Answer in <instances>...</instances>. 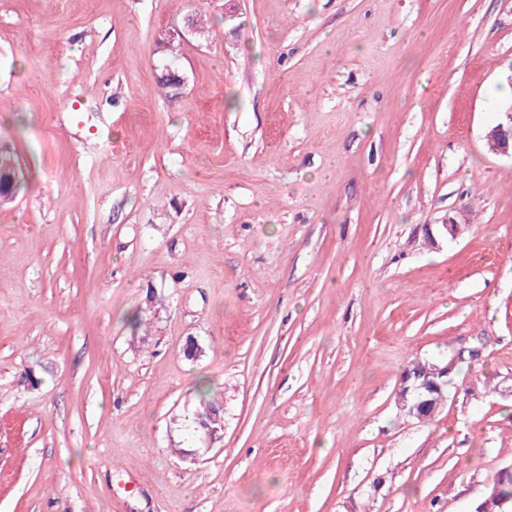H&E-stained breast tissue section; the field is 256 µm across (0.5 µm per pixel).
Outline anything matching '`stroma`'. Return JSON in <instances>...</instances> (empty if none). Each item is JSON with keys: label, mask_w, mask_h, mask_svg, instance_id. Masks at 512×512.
Here are the masks:
<instances>
[{"label": "stroma", "mask_w": 512, "mask_h": 512, "mask_svg": "<svg viewBox=\"0 0 512 512\" xmlns=\"http://www.w3.org/2000/svg\"><path fill=\"white\" fill-rule=\"evenodd\" d=\"M511 107L512 0H0V512H474L512 465ZM195 28L192 23V19H188L187 22V30L182 31L178 27H171L161 30L159 33L160 41L164 44V46L173 54L172 60H177L178 54L181 46L187 40V34H195ZM512 109L506 112V122H501L489 129L486 134L487 144L491 151L510 154L512 157ZM463 359L461 352L453 354L447 361L438 362L437 364L422 362L413 365L415 371L425 372L412 375L407 370L399 385L396 393L397 407L406 411L407 417L418 423L427 422L435 417L448 399L450 388L454 387V375L457 363ZM431 365L430 368H427ZM426 389L432 396L430 399L428 393L423 391L422 401L416 402L411 399L415 391Z\"/></svg>", "instance_id": "1"}]
</instances>
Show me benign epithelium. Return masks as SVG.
I'll return each mask as SVG.
<instances>
[{
  "mask_svg": "<svg viewBox=\"0 0 512 512\" xmlns=\"http://www.w3.org/2000/svg\"><path fill=\"white\" fill-rule=\"evenodd\" d=\"M195 33L192 22H187V30L171 27L159 33L160 41L178 57L187 34ZM507 120L493 126L486 134L487 144L491 151L512 155V113H506ZM463 359L456 353L444 362L431 365L423 374L405 373L396 393L397 407L406 412L407 417L419 423L427 422L435 417L448 399L450 388L454 387V375L457 363ZM425 389L431 398L422 401L411 399V395ZM475 512H512V497H489L476 507Z\"/></svg>",
  "mask_w": 512,
  "mask_h": 512,
  "instance_id": "obj_1",
  "label": "benign epithelium"
}]
</instances>
